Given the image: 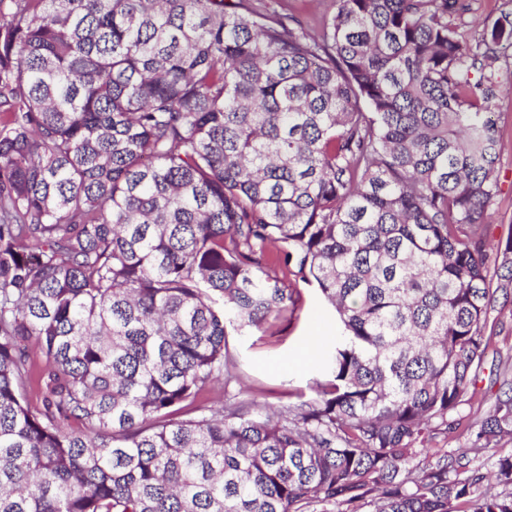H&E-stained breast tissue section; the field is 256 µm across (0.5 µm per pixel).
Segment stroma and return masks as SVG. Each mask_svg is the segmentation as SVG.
Here are the masks:
<instances>
[{"instance_id": "35a3bbf8", "label": "stroma", "mask_w": 512, "mask_h": 512, "mask_svg": "<svg viewBox=\"0 0 512 512\" xmlns=\"http://www.w3.org/2000/svg\"><path fill=\"white\" fill-rule=\"evenodd\" d=\"M257 8L270 7L297 18L306 31L319 33L324 21L336 11V0H250ZM467 11L452 24L463 39L471 41L490 29L499 18L512 16V0H467ZM497 92L489 110L501 133L500 161L497 169L499 191L486 213L487 251L512 236V53L499 56L491 69ZM301 294L296 310L283 313L262 328L230 333L228 350L237 364L239 386L257 400L280 405L289 395H311L321 379L320 356L305 357L303 349L310 336L336 333L331 310L321 301L315 285L295 281ZM491 344L477 392L461 408L463 425L448 438H435L431 454L473 444L472 425L487 411L499 386L495 375L512 360V304L496 306L483 328Z\"/></svg>"}]
</instances>
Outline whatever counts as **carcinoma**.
I'll return each mask as SVG.
<instances>
[{
	"label": "carcinoma",
	"instance_id": "cac0c4a2",
	"mask_svg": "<svg viewBox=\"0 0 512 512\" xmlns=\"http://www.w3.org/2000/svg\"><path fill=\"white\" fill-rule=\"evenodd\" d=\"M464 0H0V512H512V453L433 458L476 393L512 237ZM315 283L330 380L224 391L229 330ZM45 359L41 405L28 344ZM512 437V377L478 422ZM252 6L274 8L297 18L306 31L320 32L324 21L336 11V0H250Z\"/></svg>",
	"mask_w": 512,
	"mask_h": 512
}]
</instances>
